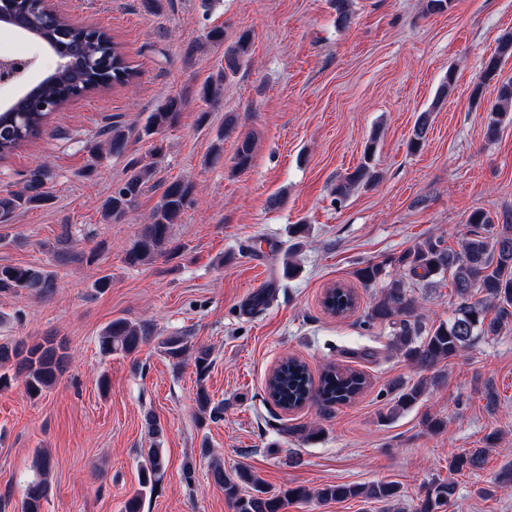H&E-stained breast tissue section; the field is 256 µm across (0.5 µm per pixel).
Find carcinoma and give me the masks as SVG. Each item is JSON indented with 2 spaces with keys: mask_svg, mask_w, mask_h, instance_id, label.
Instances as JSON below:
<instances>
[{
  "mask_svg": "<svg viewBox=\"0 0 512 512\" xmlns=\"http://www.w3.org/2000/svg\"><path fill=\"white\" fill-rule=\"evenodd\" d=\"M44 27L34 26L32 36L48 43L54 35L72 38L74 52L70 63L62 70L55 71L40 85L38 95L46 102L62 107L68 100V90L107 88L115 84H127L136 76V71L127 62L117 43L104 30L93 34L84 31L62 18H38ZM251 37L247 32L224 49V70L214 82L199 90L200 98L212 100L219 93L224 80L235 75L249 62ZM512 56V35H503L493 55L483 62L481 81L474 87L472 97L480 102L483 86L498 81L501 63ZM183 107V99L171 97L151 113L144 126L147 137L164 133L174 126ZM27 112L16 119L12 113L0 111V155L4 156L28 139L38 135L50 111L32 108V102L25 103ZM433 109H427L418 116L409 147L419 150L426 141ZM512 116V80L499 85L498 96L489 110L486 138H497L504 119ZM107 137L105 146L114 155L126 151L125 132L116 124L104 130ZM374 143H369L360 164L336 184L337 199L347 197L357 185H370L377 180L374 164ZM253 141L241 138L235 150V167L244 170L252 160ZM130 175L114 189L104 204L106 218L112 221L122 219L135 205L146 184L153 175L151 166L138 158L128 161ZM41 175L35 173L28 180L27 195L11 194L0 197V223H4L17 208L26 204H41L48 201L41 188ZM193 187L188 182L173 181L164 190L161 200L151 214L138 238L127 250L126 262L131 266L141 265L169 253L172 226L177 223L185 208L191 203ZM467 223L474 230L466 236L461 251L448 248L445 241L430 237L423 243L393 255L379 263H367L355 270V276L365 285H374L388 276L387 269L398 273L391 279L381 294L374 298L365 315L369 323H387L396 327L393 345L416 369L425 372L434 369L441 362L460 353L478 336L498 333L501 323L512 316V224H495L482 210L471 212ZM417 280L434 277L451 280L456 296L461 300L455 316L448 321L425 325L416 314L415 299L408 293L410 284L407 277ZM55 287V275L48 270L28 266L0 265V293L14 295H44ZM480 290L485 300L493 304L497 313L488 317V309L469 298L474 290ZM148 340V330L143 324L133 323L125 318L112 320L99 336V348L104 354L137 352ZM163 354L180 362L188 346L183 336H166L159 342ZM68 359V348L53 338L38 342L23 340L0 343V366L14 363L17 374L23 376L27 394L38 397L56 384ZM367 384L365 375L351 369L328 366L319 379H313L307 366L300 360L287 358L266 380V393L272 402L282 410L300 400H308L323 407L343 404L355 399ZM425 382L412 385L396 381L390 385L393 394L392 406L386 416L412 407L420 398ZM224 413V406L213 404L204 386L196 392V416L199 421L217 420ZM498 440L497 434L486 436V447L472 448L457 454L448 462V472L458 474L481 468L487 448ZM139 489L124 505V512H142L147 495L155 492L161 481L166 460L159 448H142ZM36 477L25 487L21 512H42L43 501L49 493L48 474L51 460L43 452L35 455ZM211 480L224 489L232 502L235 512H283L285 506L294 501L342 500L360 497L380 503H391L400 498L399 487L392 482H376L368 487L354 484H324L312 491L302 486L288 487L273 492L263 485L251 472L240 468L228 474L224 465L211 461ZM457 493L454 479L439 480L429 485L423 498L419 499L413 512H437Z\"/></svg>",
  "mask_w": 512,
  "mask_h": 512,
  "instance_id": "carcinoma-1",
  "label": "carcinoma"
}]
</instances>
